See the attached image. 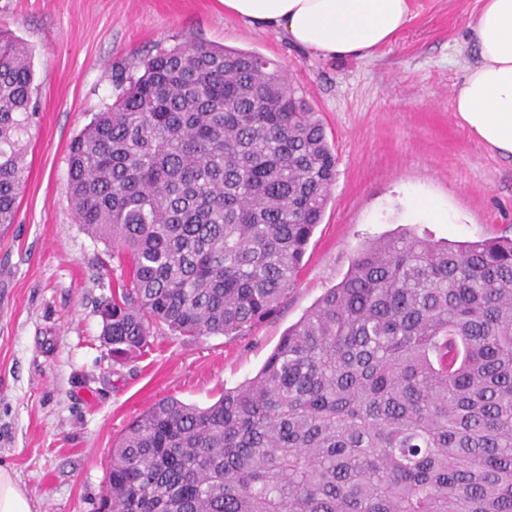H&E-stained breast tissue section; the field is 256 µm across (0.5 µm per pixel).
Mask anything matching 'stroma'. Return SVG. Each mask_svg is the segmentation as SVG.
<instances>
[{
  "label": "stroma",
  "mask_w": 512,
  "mask_h": 512,
  "mask_svg": "<svg viewBox=\"0 0 512 512\" xmlns=\"http://www.w3.org/2000/svg\"><path fill=\"white\" fill-rule=\"evenodd\" d=\"M397 39L323 58L219 0H0V28L32 51L39 113L15 224L0 231V467L32 512H96L125 426L172 396L206 406L253 378L288 327L347 273L360 247L408 230L434 241L512 237V161L461 127L453 97L476 56L480 0H410ZM202 40L262 55L302 89L337 158L336 183L277 313L244 336L154 330L112 358L99 304L126 265L77 224L68 148L157 49ZM434 201L448 218L416 209Z\"/></svg>",
  "instance_id": "obj_1"
}]
</instances>
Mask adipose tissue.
Here are the masks:
<instances>
[{"mask_svg":"<svg viewBox=\"0 0 512 512\" xmlns=\"http://www.w3.org/2000/svg\"><path fill=\"white\" fill-rule=\"evenodd\" d=\"M250 24L282 32L323 57H367L410 20L409 0H222ZM477 60L453 98L462 127L512 160V0H483L473 16Z\"/></svg>","mask_w":512,"mask_h":512,"instance_id":"obj_1","label":"adipose tissue"}]
</instances>
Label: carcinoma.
<instances>
[{
	"instance_id": "obj_1",
	"label": "carcinoma",
	"mask_w": 512,
	"mask_h": 512,
	"mask_svg": "<svg viewBox=\"0 0 512 512\" xmlns=\"http://www.w3.org/2000/svg\"><path fill=\"white\" fill-rule=\"evenodd\" d=\"M72 140L77 223L130 267L115 359L152 329L242 336L302 268L336 181L304 94L261 55L191 42ZM32 55L0 29V228L16 222ZM112 512H512V238L364 246L255 377L163 398L112 449Z\"/></svg>"
}]
</instances>
